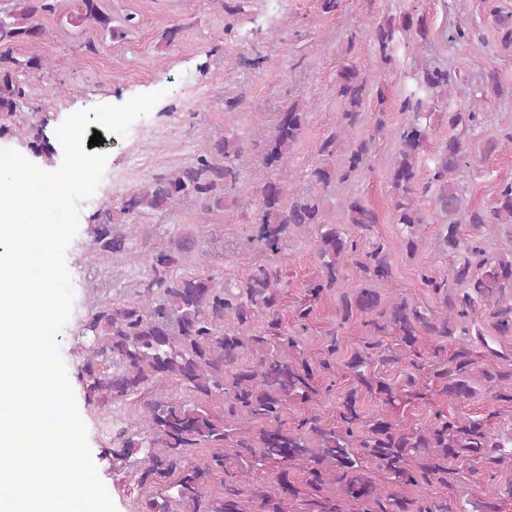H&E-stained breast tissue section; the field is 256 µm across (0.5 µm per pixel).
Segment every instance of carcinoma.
Returning <instances> with one entry per match:
<instances>
[{
    "instance_id": "obj_1",
    "label": "carcinoma",
    "mask_w": 512,
    "mask_h": 512,
    "mask_svg": "<svg viewBox=\"0 0 512 512\" xmlns=\"http://www.w3.org/2000/svg\"><path fill=\"white\" fill-rule=\"evenodd\" d=\"M0 8V112H14L23 90L16 85L15 72L22 66L38 67L40 61L21 63L12 54L19 42H29L45 35L33 24L38 16L66 18L74 27L96 25L114 33L111 17L101 0H7ZM413 27L406 17L402 28L374 27V37L383 61L392 59V49L399 35ZM367 80L356 70L340 72L338 93L348 99L344 113L351 125L358 116L366 92ZM438 89L448 94V74L438 68L427 69L416 79V86L405 97L403 109L413 112L407 126L399 133V149L392 163V184L398 190L395 203L396 223L406 231V247L416 250L415 229L422 223L419 203L412 188L416 164L424 141L432 133L422 112V90ZM304 109L293 103L280 114L274 134L259 163L278 170L288 162V153L303 130ZM468 146L455 137L447 138L439 159L434 162L430 181L438 185L436 205L439 216L447 221L443 243L448 251L459 253L462 260L453 269L452 280L437 279L424 272L420 283L442 295L443 308L455 312V319L419 310L402 299L378 313L372 321L374 331L394 337L393 354L380 357L383 362L407 361L410 372L405 383H393L376 377L371 370L374 351L385 352L380 340L365 341L348 363L356 386L337 407L335 423L327 428L322 416L310 410L296 426H285L291 404L305 407L322 393L323 385L304 353L297 350L294 337L281 326L278 307L281 279L279 269L260 268L244 281L218 284L214 279L177 277L170 269L178 263L172 253L148 258L152 278L145 286L140 302L122 307L104 306L90 319L89 330L97 347L89 351L84 371L92 392H101L120 400L151 381L176 379L198 394L219 403L212 412L196 405L168 401L146 403L144 436H124L122 457L136 448L147 449L141 482L155 476L179 472L175 482L180 501L191 502L197 512H281L275 496L262 491L251 498L237 487L236 467L243 464L261 470L271 464L284 466L277 476L282 491H299L288 481V468L302 467L308 475L310 493L303 500L305 512H500L496 500L500 491L490 489L473 502L462 489L439 501L423 492L408 497L403 487L423 490L435 483L453 488L458 470L454 463L461 457L477 465H498L512 461V437L495 435L482 419L438 410L431 422L420 428H403L395 413L401 407L427 398V391L447 401L459 402L474 392L480 350L494 352L484 334L476 328L480 302L512 288V256L487 253L480 238H462L459 226L467 224H512V180L501 184L492 206L469 207L464 187L457 174L466 165ZM241 148L229 137L206 142L201 147L196 166L161 177L135 194L123 207L135 210L167 211L184 198L194 197L204 203V210L224 205L228 186L238 177L236 160ZM370 147L363 141L348 157V167L368 166ZM256 239L276 255L290 229L316 234L315 242L323 258V279L309 287L312 298L333 287L344 259L356 253L355 240L345 236L340 225L324 219L321 197L311 188L287 186L279 180L265 184L260 200ZM348 223L367 229L376 223V214L357 200L345 204ZM97 242L110 258L127 257L125 243L112 234V225L101 224ZM364 275L384 277L390 265L384 247L376 245L355 259ZM378 294L359 287L345 293L339 301L340 320L345 322L355 312L372 313L379 306ZM232 316L236 325L224 326ZM266 318V331L251 334L248 328L258 318ZM495 329L512 333V303L498 307ZM438 342L433 348L435 362L430 376L422 371L425 364L419 351L423 339ZM112 354L114 370L99 369L98 357ZM494 399L512 403V369L483 371ZM377 396L381 412L365 418L359 408V392ZM258 431L249 434L250 426ZM237 435L230 448L215 452L207 467L224 471V497L207 501L201 491L205 471L191 464L186 449L202 442H226ZM336 483L340 497H320L316 492Z\"/></svg>"
}]
</instances>
